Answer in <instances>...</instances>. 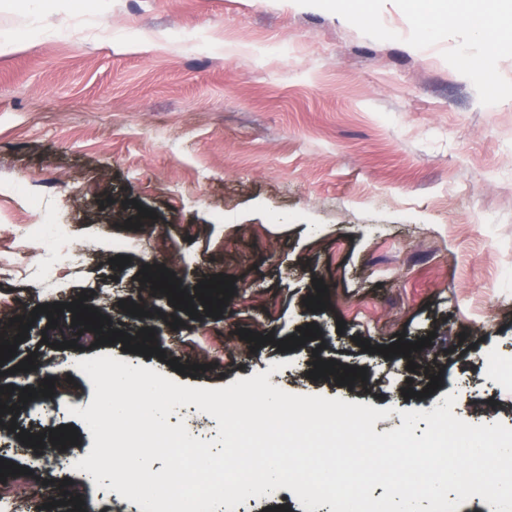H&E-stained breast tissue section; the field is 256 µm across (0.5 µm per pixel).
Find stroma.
I'll use <instances>...</instances> for the list:
<instances>
[{
    "instance_id": "35a3bbf8",
    "label": "stroma",
    "mask_w": 512,
    "mask_h": 512,
    "mask_svg": "<svg viewBox=\"0 0 512 512\" xmlns=\"http://www.w3.org/2000/svg\"><path fill=\"white\" fill-rule=\"evenodd\" d=\"M477 13V0H369L365 21L343 23L316 0H74L50 11L0 0V36L21 42L0 51V237L67 224L78 257L50 286L0 276V297L33 320L0 365V388L24 382L17 366L31 354L71 377L68 391L0 415V459L43 488L20 512L63 500L68 484L91 512H139L58 466L64 448L20 439L69 425L89 453L92 434L70 411L93 397L78 361L103 355L193 387L265 372L290 393L389 409L379 434L451 393L467 398L455 416L512 427V382L485 363L491 350L512 355V49L482 53L469 34ZM120 241L130 244L121 268L109 262ZM158 259L189 293L233 277L220 317L174 308L142 282ZM317 279L328 306L313 312L304 301ZM82 296L109 329H153L159 355L44 344L41 306ZM310 323L318 338L278 349ZM242 328L273 340L251 349ZM401 337L431 344L390 358L359 345ZM317 358L366 378L309 379Z\"/></svg>"
}]
</instances>
